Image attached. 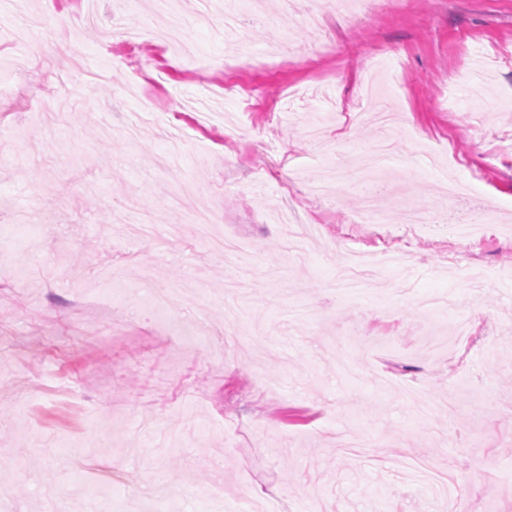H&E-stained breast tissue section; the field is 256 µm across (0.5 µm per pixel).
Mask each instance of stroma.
<instances>
[{"mask_svg":"<svg viewBox=\"0 0 512 512\" xmlns=\"http://www.w3.org/2000/svg\"><path fill=\"white\" fill-rule=\"evenodd\" d=\"M0 10V495L14 512H512V0ZM243 11L249 38L222 30ZM135 43L104 39L114 16ZM66 24H59V17ZM43 42L50 54L33 56ZM481 56L483 81L471 78ZM481 210L329 291L374 207ZM295 205L299 223L277 208ZM238 242L226 263L195 211ZM53 233H45L46 225ZM456 249L470 280L445 256ZM483 321L448 364L444 326ZM493 463L495 475L484 472Z\"/></svg>","mask_w":512,"mask_h":512,"instance_id":"obj_1","label":"stroma"}]
</instances>
